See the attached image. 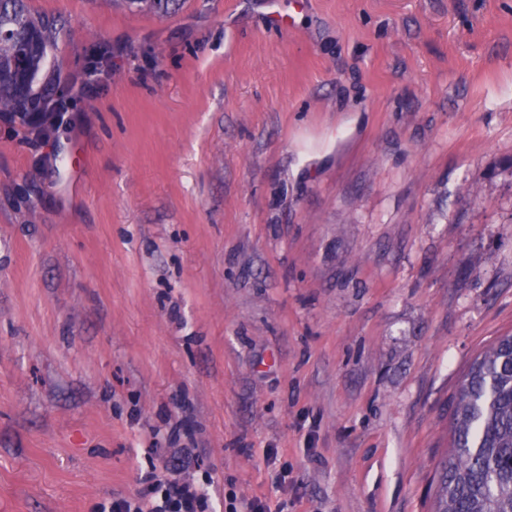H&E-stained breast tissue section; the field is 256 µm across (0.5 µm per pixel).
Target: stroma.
Returning a JSON list of instances; mask_svg holds the SVG:
<instances>
[{"label": "stroma", "instance_id": "stroma-1", "mask_svg": "<svg viewBox=\"0 0 512 512\" xmlns=\"http://www.w3.org/2000/svg\"><path fill=\"white\" fill-rule=\"evenodd\" d=\"M27 5L63 110L0 112V512L173 465L217 505L432 512L512 332V0ZM284 509V503H280L275 510H271V506L266 501L253 500L245 503L234 493L224 495V512H284Z\"/></svg>", "mask_w": 512, "mask_h": 512}]
</instances>
